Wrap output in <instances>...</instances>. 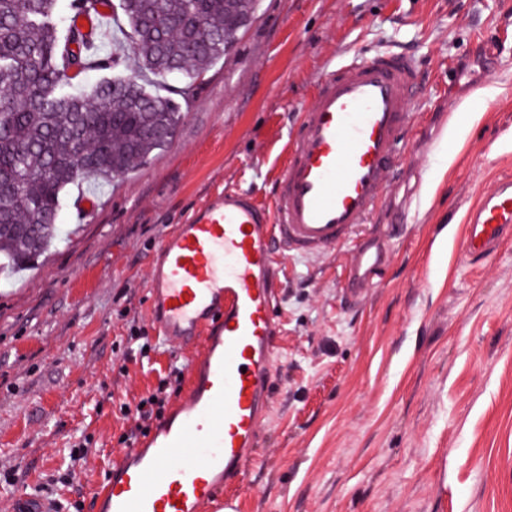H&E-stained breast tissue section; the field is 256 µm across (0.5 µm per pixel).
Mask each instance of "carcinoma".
<instances>
[{"mask_svg": "<svg viewBox=\"0 0 512 512\" xmlns=\"http://www.w3.org/2000/svg\"><path fill=\"white\" fill-rule=\"evenodd\" d=\"M57 0H0V255L21 269L59 234L68 185L108 180L168 143L181 112L148 90L150 78L176 74L179 95L227 55L224 32L243 29L253 0H119L129 51L95 63L71 49L87 43L55 21ZM135 68L72 92L69 70Z\"/></svg>", "mask_w": 512, "mask_h": 512, "instance_id": "1", "label": "carcinoma"}]
</instances>
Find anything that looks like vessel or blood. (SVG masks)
I'll return each instance as SVG.
<instances>
[{
	"mask_svg": "<svg viewBox=\"0 0 512 512\" xmlns=\"http://www.w3.org/2000/svg\"><path fill=\"white\" fill-rule=\"evenodd\" d=\"M110 0L71 22L96 49ZM416 59L398 49L354 54L319 82L291 133L272 206L245 190L211 195L155 252L149 310L162 340L199 347L184 398L116 463L94 512H222L224 488L244 484L271 395L280 325L276 256L318 255L353 242L374 220L396 177L423 85ZM512 236V178L469 216L465 250L486 258ZM386 255L358 249L344 291L363 297V271Z\"/></svg>",
	"mask_w": 512,
	"mask_h": 512,
	"instance_id": "b4317fda",
	"label": "vessel or blood"
}]
</instances>
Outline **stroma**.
<instances>
[{
  "label": "stroma",
  "mask_w": 512,
  "mask_h": 512,
  "mask_svg": "<svg viewBox=\"0 0 512 512\" xmlns=\"http://www.w3.org/2000/svg\"><path fill=\"white\" fill-rule=\"evenodd\" d=\"M387 47L413 53L426 87L378 215L401 223L390 263L356 302L351 246L281 258L271 405L249 482L224 494L237 512H512V238L478 263L463 248L469 210L512 177V0H261L181 101L168 145L68 186L67 238L0 274V512L64 472L83 433L92 454L57 492L93 512L126 450L119 405L194 358L123 361L131 327L157 334L145 284L158 243L212 193L272 204L318 81ZM83 197L97 206L78 226Z\"/></svg>",
  "instance_id": "obj_1"
}]
</instances>
